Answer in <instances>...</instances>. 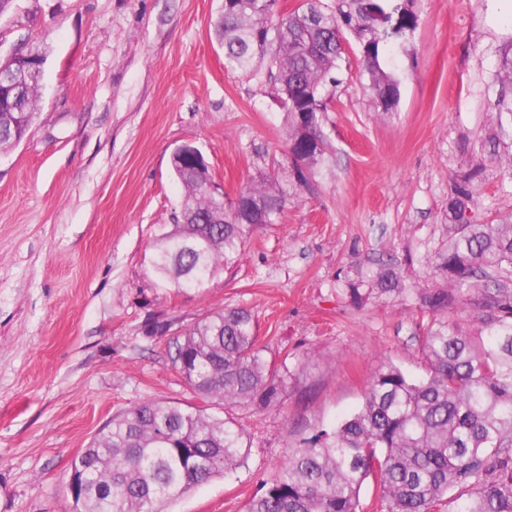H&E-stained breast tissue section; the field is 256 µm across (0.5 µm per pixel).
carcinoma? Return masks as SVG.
Segmentation results:
<instances>
[{"label":"carcinoma","mask_w":512,"mask_h":512,"mask_svg":"<svg viewBox=\"0 0 512 512\" xmlns=\"http://www.w3.org/2000/svg\"><path fill=\"white\" fill-rule=\"evenodd\" d=\"M304 0L288 10L282 0H224L212 30L224 66L249 77L267 76L288 128L293 163L309 171L323 160L324 88L340 83L346 35L362 47L359 65L388 112L398 97L392 43L418 24L412 0ZM21 86L0 92V118L14 122L0 136V152L28 133L39 101L43 56L28 58ZM185 189L188 224L160 228L150 243L161 288H203L233 265L254 228L282 209L270 185L246 188V202L224 223V209L188 161L171 162ZM473 191L456 189L448 210L456 232L425 267L443 286L424 296L446 314L463 291L476 290L474 334L433 319L419 337L425 375L414 379L388 363L372 379L362 405L335 429L303 440L265 481L245 512H360L359 492L371 479L384 512H512V224H473L466 211ZM381 295L401 296L392 271L373 280ZM252 313L213 311L175 341L172 363L205 399L228 408L267 407L282 399L290 370L268 358ZM245 433L233 418L207 415L177 403L146 401L115 416L71 464L69 512H163L193 487L222 477L244 460ZM468 498L449 507L448 491Z\"/></svg>","instance_id":"carcinoma-1"}]
</instances>
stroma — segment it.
I'll use <instances>...</instances> for the list:
<instances>
[{
  "mask_svg": "<svg viewBox=\"0 0 512 512\" xmlns=\"http://www.w3.org/2000/svg\"><path fill=\"white\" fill-rule=\"evenodd\" d=\"M222 0H12L0 56L45 57L38 110L0 156V512H68L72 459L116 413L149 400L206 407L175 370L174 342L224 307L252 311L290 369L282 403L238 412L249 448L234 472L165 512H244L292 448L355 410L387 363L419 377L425 289L407 255L436 252L448 204L476 173L470 220L512 223V178L491 162L499 61L512 0H414L417 28L390 53L382 111L351 62L328 88L323 165L300 177L271 84L225 68L211 21ZM196 146L234 210L244 187L278 188L282 214L251 231L205 288L158 287L149 242L183 189L171 155ZM394 269L408 292H372ZM358 296H351V289ZM168 325L151 333L153 323Z\"/></svg>",
  "mask_w": 512,
  "mask_h": 512,
  "instance_id": "stroma-1",
  "label": "stroma"
}]
</instances>
